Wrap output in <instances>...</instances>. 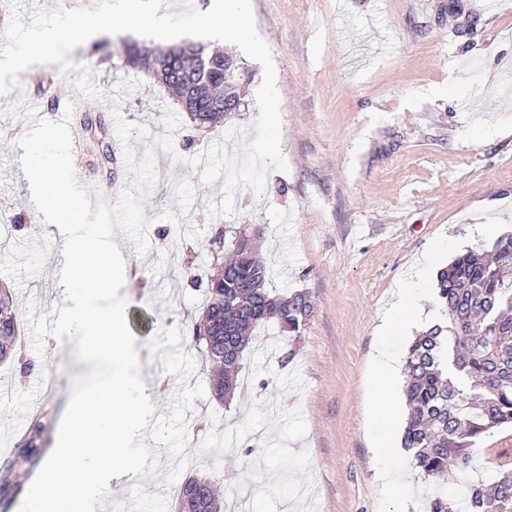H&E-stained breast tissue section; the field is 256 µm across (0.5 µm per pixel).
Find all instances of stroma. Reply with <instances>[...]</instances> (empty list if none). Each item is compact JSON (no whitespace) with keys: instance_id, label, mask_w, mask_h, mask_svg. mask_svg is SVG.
Segmentation results:
<instances>
[{"instance_id":"35a3bbf8","label":"stroma","mask_w":512,"mask_h":512,"mask_svg":"<svg viewBox=\"0 0 512 512\" xmlns=\"http://www.w3.org/2000/svg\"><path fill=\"white\" fill-rule=\"evenodd\" d=\"M485 2L251 0L276 69L287 168L269 173L264 194L238 189L236 213L223 223L259 226L269 287L308 292L313 311L296 338L273 326L258 331L244 362L250 398L214 400L191 339L204 299L191 278L205 276L212 262L207 241L216 225L206 205L221 202L224 186L202 185L191 160L224 130L200 133L182 118L173 152H155L156 181L144 203L150 251L140 254L124 233L114 235L130 263L131 284L120 294L127 318L140 320L141 373L161 383L152 418L161 466L157 475L117 481L111 499L126 512H170L189 454L202 457L200 471L215 483L251 485L249 512H423L431 491L447 492L454 504L471 486L490 485L512 468V430L504 429L484 438L468 473L452 469L434 481L405 452L385 482L369 432L377 353L403 355L411 342L378 334L397 289L426 272L437 245L447 246L444 266L475 245L492 248L494 238L478 236L477 225H495L501 235L512 230V100L504 95L512 80L502 70L512 60V0H501L494 14ZM127 39L115 34L99 53L79 46L70 57L92 71L100 91L82 100L104 123L103 131L86 132L87 141L102 136L118 144L117 110L149 130L148 138L130 141L141 154L164 133L162 118L176 105L148 73L127 66ZM215 47L250 75L241 86L245 110L231 125L252 132L263 69L234 44ZM58 70L52 64L20 73L8 103L74 95ZM484 123L508 133L482 138L476 127ZM26 128L0 105V212L22 211L30 220L36 210L15 146ZM56 249L29 221L0 223V281L18 306L34 300L49 319L58 308ZM174 251L193 274L172 263ZM20 331L28 372L0 366V387L11 393L0 402V453L8 457L38 410L46 412L47 441H55L71 379L85 372L73 350L47 340L36 354L28 323ZM288 349L295 357L284 367ZM201 410L209 417L202 430L188 417ZM400 485L406 491L399 498L392 489Z\"/></svg>"}]
</instances>
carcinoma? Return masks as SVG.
Listing matches in <instances>:
<instances>
[{
    "label": "carcinoma",
    "mask_w": 512,
    "mask_h": 512,
    "mask_svg": "<svg viewBox=\"0 0 512 512\" xmlns=\"http://www.w3.org/2000/svg\"><path fill=\"white\" fill-rule=\"evenodd\" d=\"M152 54L154 78L170 90L196 126L217 127L243 106L240 85L247 71L224 53L201 43L131 45L126 63L139 68ZM212 253L202 317L193 339L203 351L212 393L218 401L240 390L243 353L261 327L276 323L296 336L312 312L308 294L282 295L267 287L269 266L245 239ZM444 319L410 344L404 399L407 418L401 447L423 476L438 477L452 467L467 472L482 439L512 427V234L498 239L491 253L475 247L457 256L437 275ZM20 326L10 289L0 287V364L20 361ZM42 416L34 417L23 445L22 462L37 463L43 449ZM176 512H224L217 484L192 469L182 479ZM465 512H512V470L500 472L488 490L473 485ZM424 512H453L435 492Z\"/></svg>",
    "instance_id": "1"
}]
</instances>
